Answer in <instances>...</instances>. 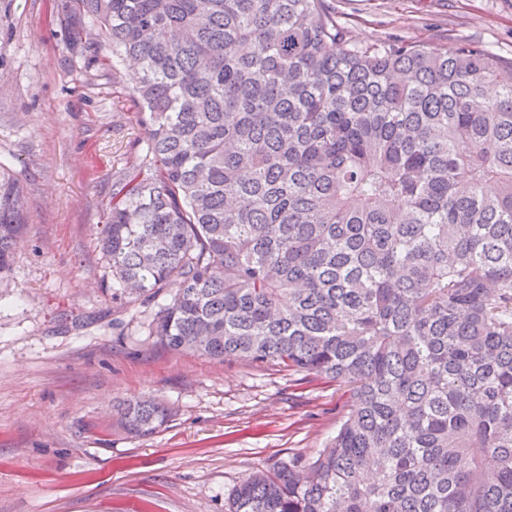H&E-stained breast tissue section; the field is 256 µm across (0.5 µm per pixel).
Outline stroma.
<instances>
[{"instance_id": "obj_1", "label": "stroma", "mask_w": 512, "mask_h": 512, "mask_svg": "<svg viewBox=\"0 0 512 512\" xmlns=\"http://www.w3.org/2000/svg\"><path fill=\"white\" fill-rule=\"evenodd\" d=\"M327 3L360 45L467 40L512 57V0ZM134 72L99 38L74 53L58 0H0V161L29 212L0 272V512H224L250 473L315 455L345 409L329 380L154 344L168 295L113 298L97 237L144 135ZM130 397L162 400L169 422L128 437L112 405Z\"/></svg>"}]
</instances>
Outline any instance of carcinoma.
<instances>
[{
	"label": "carcinoma",
	"instance_id": "obj_1",
	"mask_svg": "<svg viewBox=\"0 0 512 512\" xmlns=\"http://www.w3.org/2000/svg\"><path fill=\"white\" fill-rule=\"evenodd\" d=\"M134 58L145 137L98 239L170 351L334 381L312 457L225 512H512V59L351 43L324 0H67ZM495 95L484 93L486 85ZM27 223L0 162V272ZM129 436L169 408L114 405Z\"/></svg>",
	"mask_w": 512,
	"mask_h": 512
}]
</instances>
